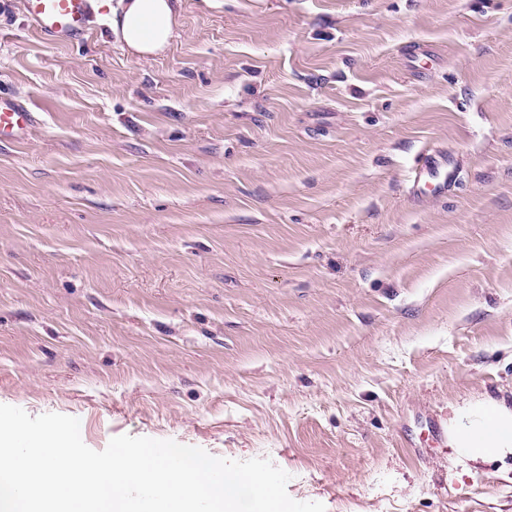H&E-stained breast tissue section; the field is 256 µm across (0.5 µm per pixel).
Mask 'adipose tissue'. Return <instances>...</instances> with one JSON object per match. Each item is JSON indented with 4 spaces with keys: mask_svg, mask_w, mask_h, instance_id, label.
<instances>
[{
    "mask_svg": "<svg viewBox=\"0 0 512 512\" xmlns=\"http://www.w3.org/2000/svg\"><path fill=\"white\" fill-rule=\"evenodd\" d=\"M180 0H122L112 14V29L128 51L142 58L164 50L174 35ZM455 444L471 458L512 446V409L490 401L479 406L469 423H458Z\"/></svg>",
    "mask_w": 512,
    "mask_h": 512,
    "instance_id": "ef3b65f1",
    "label": "adipose tissue"
}]
</instances>
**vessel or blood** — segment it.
Listing matches in <instances>:
<instances>
[{
    "instance_id": "obj_1",
    "label": "vessel or blood",
    "mask_w": 512,
    "mask_h": 512,
    "mask_svg": "<svg viewBox=\"0 0 512 512\" xmlns=\"http://www.w3.org/2000/svg\"><path fill=\"white\" fill-rule=\"evenodd\" d=\"M24 10L41 38L57 44L84 36L93 0H24ZM36 121L35 113L21 101L0 93V139L24 140ZM458 173L455 156L427 153L412 177L410 194L421 201L429 194L448 191L456 185Z\"/></svg>"
}]
</instances>
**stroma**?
Segmentation results:
<instances>
[{"label": "stroma", "instance_id": "35a3bbf8", "mask_svg": "<svg viewBox=\"0 0 512 512\" xmlns=\"http://www.w3.org/2000/svg\"><path fill=\"white\" fill-rule=\"evenodd\" d=\"M0 0V404L266 458L326 512H512V0H181L148 59ZM457 184L421 204L420 154ZM36 122L35 112L15 97L0 93V140L9 137L23 141ZM458 173L455 156L446 152L426 153L412 177L410 194L421 202L431 193L448 192L456 185ZM474 420L468 424L457 421V448H464L471 458H483L492 448H511L512 409L490 401L481 404L473 414ZM478 429L476 434L472 433ZM489 430L486 435L485 431Z\"/></svg>", "mask_w": 512, "mask_h": 512}]
</instances>
